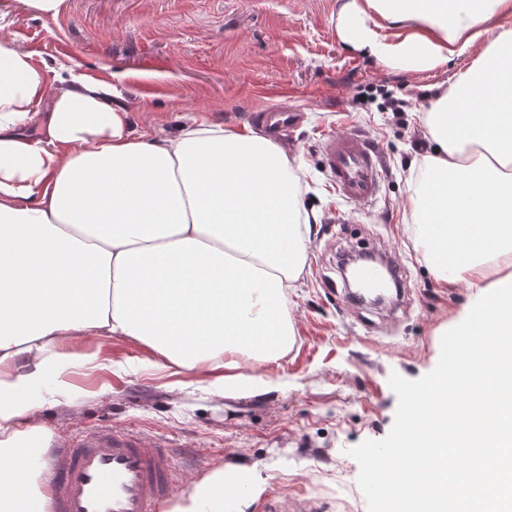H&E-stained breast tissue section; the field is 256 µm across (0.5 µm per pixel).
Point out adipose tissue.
<instances>
[{
    "instance_id": "obj_1",
    "label": "adipose tissue",
    "mask_w": 512,
    "mask_h": 512,
    "mask_svg": "<svg viewBox=\"0 0 512 512\" xmlns=\"http://www.w3.org/2000/svg\"><path fill=\"white\" fill-rule=\"evenodd\" d=\"M65 0H0V512H49L35 460L47 397L70 404L52 378L94 363L78 336L133 337L168 366L203 373L224 356H283L293 327L286 302L299 280L310 218L297 175L271 136L195 119L174 134L133 129L110 86L81 76L45 80L4 19L22 9L58 17ZM342 28L354 48L428 70L458 46L480 45L432 103L434 144L407 209L415 242L438 279L502 289L512 303V0H350ZM393 29L392 38L381 29ZM46 111H39V104ZM411 479L424 500L448 485L447 407ZM507 449L484 479L460 485L468 512H502ZM228 465L195 481L175 512H242L224 489L255 483Z\"/></svg>"
}]
</instances>
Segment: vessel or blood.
Instances as JSON below:
<instances>
[{
    "label": "vessel or blood",
    "instance_id": "obj_1",
    "mask_svg": "<svg viewBox=\"0 0 512 512\" xmlns=\"http://www.w3.org/2000/svg\"><path fill=\"white\" fill-rule=\"evenodd\" d=\"M301 114L287 108L261 113L260 121L280 132ZM323 163L340 198L358 205L381 187V155L363 135H330ZM361 295L382 294L385 283L374 266L356 272ZM172 451L161 437L110 424L76 430L57 443L44 462L54 486L53 512H160L172 493Z\"/></svg>",
    "mask_w": 512,
    "mask_h": 512
}]
</instances>
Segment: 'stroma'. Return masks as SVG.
<instances>
[{"instance_id":"1","label":"stroma","mask_w":512,"mask_h":512,"mask_svg":"<svg viewBox=\"0 0 512 512\" xmlns=\"http://www.w3.org/2000/svg\"><path fill=\"white\" fill-rule=\"evenodd\" d=\"M346 0H66L58 19L19 10L7 19L35 62L60 61L108 82L130 108L138 131H175L203 117L246 133L257 113L276 106L304 112L288 155L299 200L317 216L305 267L288 291L295 342L277 362L242 357L240 388L215 394L187 370L154 368L153 352L122 337L87 336L98 368L63 376L73 406L46 403L38 425L54 438L105 422L165 438L173 498L226 464L254 469L260 491L240 486L244 512H268L290 499L312 512H368L349 448L390 432L398 399L388 379L416 380L440 357V340L477 300L463 281L436 278L413 242L406 211L411 172L427 139L425 118L436 85L465 69L477 47L442 66L408 71L352 48L341 37ZM406 100L401 114L364 102L369 85ZM349 129L379 148L381 190L369 203L340 199L323 164L325 135ZM391 254L409 290L391 307L352 304L336 254L347 247Z\"/></svg>"}]
</instances>
